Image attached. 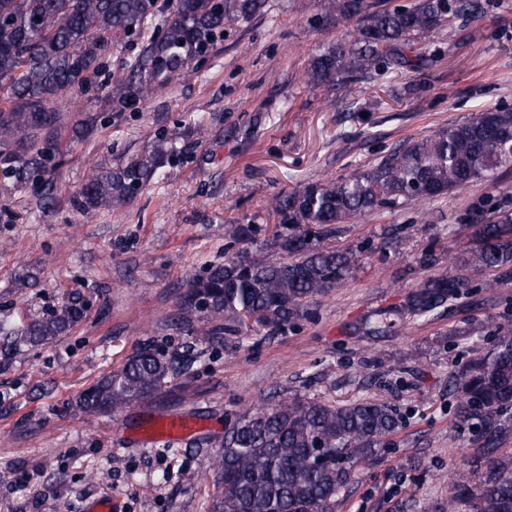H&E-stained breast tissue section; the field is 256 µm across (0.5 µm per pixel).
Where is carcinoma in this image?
Masks as SVG:
<instances>
[{"mask_svg": "<svg viewBox=\"0 0 512 512\" xmlns=\"http://www.w3.org/2000/svg\"><path fill=\"white\" fill-rule=\"evenodd\" d=\"M267 0H0V171L18 181L45 168L58 151L65 124L59 104L74 89L89 90L112 40L140 37L148 22L167 11L163 35H150L126 77L111 86L119 110L146 100L153 89L180 76L224 37V27L247 23ZM470 0H413L384 8L368 0H323V17L357 21L352 39L338 40L310 61L307 83L351 85L373 72L418 71L435 53L424 42L451 17H467ZM173 151L161 142L84 187L86 213L132 202ZM512 166V108L494 107L395 147L369 169L323 180L273 199L283 230L270 246L277 258L224 256V263L194 277L183 294L178 319L197 313L237 334L251 320L282 330L308 300L337 287L363 261V252L327 247L340 225L381 207L446 195L499 177ZM479 200L466 209L471 235L461 253V273L429 277L402 304L380 311L386 332L397 321L426 316L469 288L466 273L512 276V213L486 210ZM234 243L256 242L253 224H233ZM89 301L74 293L20 330L41 345L81 323ZM175 362L145 348L124 366L81 392L76 406L102 413L147 399L169 383ZM459 396L456 419L481 441L473 467L451 482L448 512H512V453L499 450L512 429V326L498 330L489 356L471 361L452 381ZM401 420L385 402L359 400L337 406L318 399L284 398L247 410L229 423L215 462L218 493L212 512H336V502L356 478L357 466L393 444Z\"/></svg>", "mask_w": 512, "mask_h": 512, "instance_id": "1", "label": "carcinoma"}]
</instances>
